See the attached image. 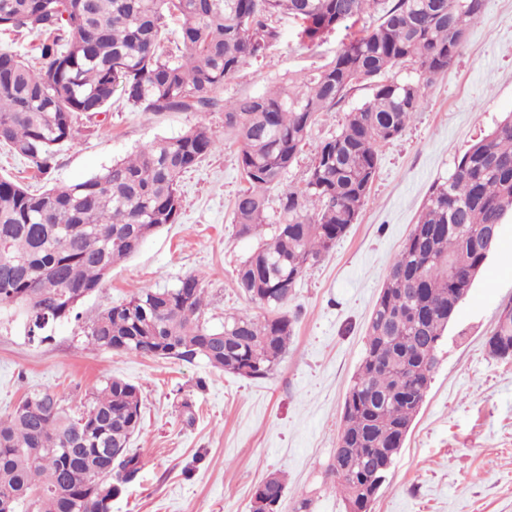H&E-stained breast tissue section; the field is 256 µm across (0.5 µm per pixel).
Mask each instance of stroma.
<instances>
[{
  "label": "stroma",
  "mask_w": 512,
  "mask_h": 512,
  "mask_svg": "<svg viewBox=\"0 0 512 512\" xmlns=\"http://www.w3.org/2000/svg\"><path fill=\"white\" fill-rule=\"evenodd\" d=\"M266 54L225 81L219 99L262 93L271 82L305 77L331 60L349 32L305 44L291 18ZM362 85L312 127L311 143L335 134L370 98ZM512 114V0H486L445 74L425 89L403 133L381 144L370 196L334 250L298 283L297 317L282 362L264 379L216 372L204 362L155 360L85 349L104 310L142 288H172L196 275L206 292L203 320L218 327L249 309L238 264L258 244L235 236L232 207L245 183L224 112H143L114 100L81 117L75 144L57 154L44 186L84 181L138 147L206 124L221 145L179 182L177 223L163 226L84 298L78 317L58 323L52 341L28 342L0 324V414L28 391L54 390L78 411L110 377L142 392L143 421L132 447L145 466L112 502V512H250L254 486L286 479L281 512L311 498L312 512H346L327 469L345 395L365 348L373 306L394 255L413 230L435 180L448 178L465 150ZM512 305V215L483 270L448 325L425 401L372 512H512V361L486 346L500 311ZM190 401L184 412L182 401Z\"/></svg>",
  "instance_id": "35a3bbf8"
}]
</instances>
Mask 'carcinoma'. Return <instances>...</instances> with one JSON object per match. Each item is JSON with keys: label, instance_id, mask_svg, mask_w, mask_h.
<instances>
[{"label": "carcinoma", "instance_id": "cac0c4a2", "mask_svg": "<svg viewBox=\"0 0 512 512\" xmlns=\"http://www.w3.org/2000/svg\"><path fill=\"white\" fill-rule=\"evenodd\" d=\"M486 0H0V31H35L39 67L0 49V145L45 176L76 141L82 116L103 112L120 94L148 112L224 107V130L238 145L249 187L235 198L232 224L257 248L237 269V286L265 310L202 321L204 293L186 275L173 288H146L100 313L86 334L96 350L192 363L246 379L272 374L288 350L297 284L356 223L369 198L379 143L399 136L420 111L428 81L446 72ZM379 7L378 24L336 51L300 82L220 104L224 81L276 44L275 18L300 23L315 43ZM179 22L182 48L165 49L166 21ZM397 67L410 74L388 77ZM372 95L335 135L312 150L300 187L283 183L319 116L356 85ZM219 143L206 125L157 139L99 174L42 192L0 176V316L14 314L43 343L72 316L112 268L131 257L181 211L179 177ZM279 189L269 212V191ZM512 210V115L472 143L445 180L435 181L414 229L394 257L367 328L361 363L346 392L337 450L345 474L329 465L347 512H370L422 407L431 360L448 310L478 277L487 254L477 239ZM490 340L511 354L512 306ZM142 424L140 389L111 377L77 414L49 389L34 390L0 416V512H112L143 467L130 452ZM263 490L284 495L271 474Z\"/></svg>", "mask_w": 512, "mask_h": 512}]
</instances>
